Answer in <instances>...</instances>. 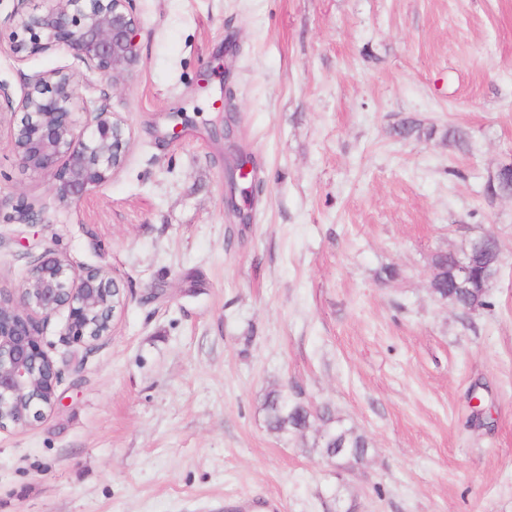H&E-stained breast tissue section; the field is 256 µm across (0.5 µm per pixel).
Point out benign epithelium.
Masks as SVG:
<instances>
[{
  "label": "benign epithelium",
  "instance_id": "1",
  "mask_svg": "<svg viewBox=\"0 0 512 512\" xmlns=\"http://www.w3.org/2000/svg\"><path fill=\"white\" fill-rule=\"evenodd\" d=\"M45 6L19 14L11 51L19 59L67 49L98 71L110 86L136 67L140 49L137 19L129 0H44ZM11 114L12 151L19 166L47 177L62 203L103 184L124 163L129 132L123 120L102 107L79 124L72 74L53 70L28 84L18 106L0 87ZM30 268L45 277H27L18 300L0 296V416L15 413L0 429L41 421L58 402L61 370L42 349L35 316L67 311L65 335L92 343L109 335L126 295L116 279L99 268L76 269L46 247Z\"/></svg>",
  "mask_w": 512,
  "mask_h": 512
}]
</instances>
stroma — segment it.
Instances as JSON below:
<instances>
[{"label": "stroma", "mask_w": 512, "mask_h": 512, "mask_svg": "<svg viewBox=\"0 0 512 512\" xmlns=\"http://www.w3.org/2000/svg\"><path fill=\"white\" fill-rule=\"evenodd\" d=\"M36 6L0 0V85L18 100L64 68L131 139L63 205L0 114V292L45 242L127 301L88 346L66 311L42 322L59 402L0 430V512H512V195L486 191L512 166V0H132L140 61L113 87L67 50L15 57L11 14ZM486 233L500 272L463 313L431 258ZM283 387L366 434L367 459L269 431Z\"/></svg>", "instance_id": "35a3bbf8"}]
</instances>
